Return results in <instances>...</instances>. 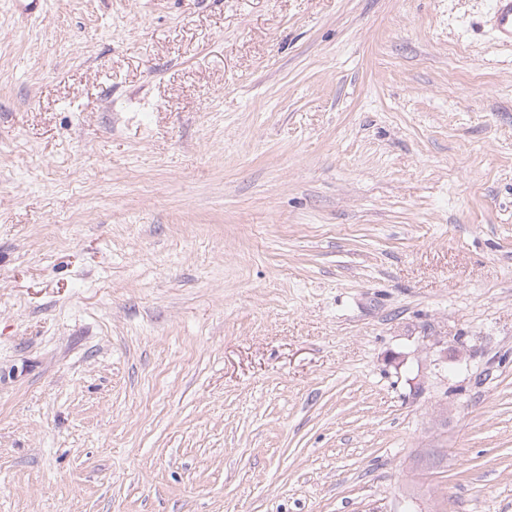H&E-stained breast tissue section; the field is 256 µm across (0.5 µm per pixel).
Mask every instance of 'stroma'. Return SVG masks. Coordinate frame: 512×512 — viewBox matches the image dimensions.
Listing matches in <instances>:
<instances>
[{
    "instance_id": "obj_1",
    "label": "stroma",
    "mask_w": 512,
    "mask_h": 512,
    "mask_svg": "<svg viewBox=\"0 0 512 512\" xmlns=\"http://www.w3.org/2000/svg\"><path fill=\"white\" fill-rule=\"evenodd\" d=\"M492 5L0 0V512H512Z\"/></svg>"
}]
</instances>
